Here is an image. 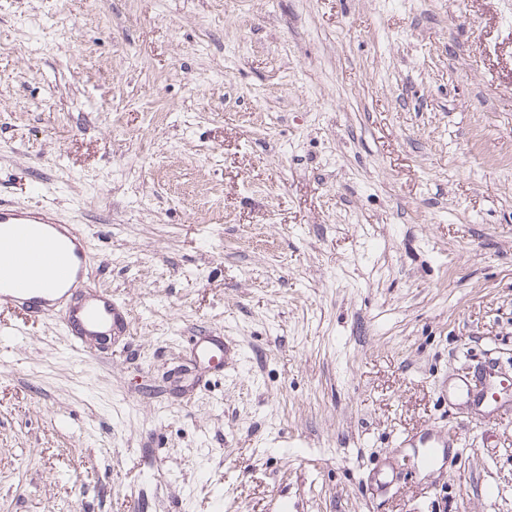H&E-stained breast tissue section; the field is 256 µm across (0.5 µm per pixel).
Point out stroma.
<instances>
[{"instance_id":"stroma-1","label":"stroma","mask_w":512,"mask_h":512,"mask_svg":"<svg viewBox=\"0 0 512 512\" xmlns=\"http://www.w3.org/2000/svg\"><path fill=\"white\" fill-rule=\"evenodd\" d=\"M0 199L130 315L0 309V512H512V0H0ZM193 348L200 360L207 359L209 363L214 358H221L227 352L224 336H198L194 339ZM450 441L457 442V439L446 438L444 436H435L432 434H425L417 448H424V456L422 458V464L431 468L439 464H444L447 460V452L445 448H449Z\"/></svg>"}]
</instances>
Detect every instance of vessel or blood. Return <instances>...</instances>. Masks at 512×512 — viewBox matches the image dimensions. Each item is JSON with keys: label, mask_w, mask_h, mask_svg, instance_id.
Wrapping results in <instances>:
<instances>
[{"label": "vessel or blood", "mask_w": 512, "mask_h": 512, "mask_svg": "<svg viewBox=\"0 0 512 512\" xmlns=\"http://www.w3.org/2000/svg\"><path fill=\"white\" fill-rule=\"evenodd\" d=\"M88 239L70 220L47 206L0 202V306L55 320L76 346L125 331L126 309L110 291L94 288ZM198 358H221L223 337L195 338ZM449 438L424 435L422 463H445Z\"/></svg>", "instance_id": "b4317fda"}]
</instances>
